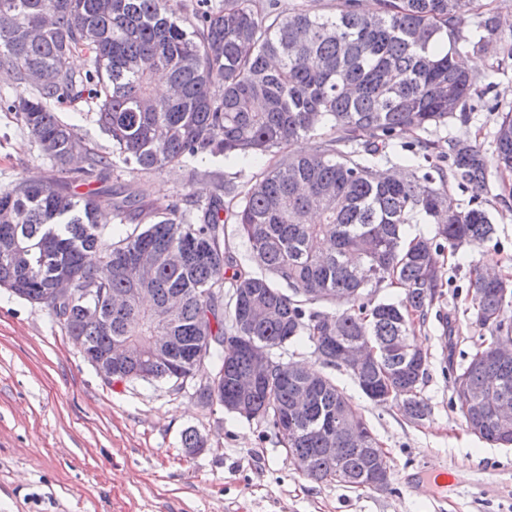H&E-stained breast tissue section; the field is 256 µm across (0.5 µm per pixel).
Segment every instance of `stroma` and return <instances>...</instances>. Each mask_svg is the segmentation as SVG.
<instances>
[{"label": "stroma", "mask_w": 512, "mask_h": 512, "mask_svg": "<svg viewBox=\"0 0 512 512\" xmlns=\"http://www.w3.org/2000/svg\"><path fill=\"white\" fill-rule=\"evenodd\" d=\"M477 74L489 90L470 102L468 122L432 129L429 139H463L494 150L503 112L512 110V60L499 50L480 55ZM88 98L57 107L86 141L109 148L88 114ZM263 155L235 164L206 157L191 166L139 175L151 202L167 205L187 191L207 197L219 176L236 185L275 164ZM58 174L40 156L14 113L0 109V190L19 178ZM479 200L494 232L478 244L439 256L443 287L412 336L428 356L420 386L430 414L406 418L394 402L367 400L351 374L336 383L362 412L387 454L384 490L316 482L289 461L274 432L221 406L205 409L193 382L182 389L143 381L105 384L46 307L0 289V512H512V446L469 433L458 410L453 377L485 333L468 296L471 263L497 261L512 280V172L490 173L481 192L449 185L458 208ZM206 441L196 453L182 435ZM452 469L448 497L418 471Z\"/></svg>", "instance_id": "35a3bbf8"}]
</instances>
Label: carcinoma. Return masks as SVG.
I'll return each mask as SVG.
<instances>
[{
    "label": "carcinoma",
    "mask_w": 512,
    "mask_h": 512,
    "mask_svg": "<svg viewBox=\"0 0 512 512\" xmlns=\"http://www.w3.org/2000/svg\"><path fill=\"white\" fill-rule=\"evenodd\" d=\"M99 2L0 0V68L26 88L0 104L57 171L70 173L78 158L80 172L102 179L182 167L200 156L281 158L243 191L218 179L206 199L190 191L163 208L128 187L79 196L65 180L21 178L0 191V288L49 308L89 361L116 342H132L146 356L160 338L177 337L165 357L146 370L130 365L119 379L181 386L198 377L202 406L218 404L271 427L284 448L311 459L309 479L330 482L339 467L352 487L387 488L369 469V448L377 445L370 428L351 442L332 427L346 410L363 419L335 378L314 377L283 355L305 341L334 369L341 345L369 342L381 358L353 373L362 393L376 400L388 379L411 386V394L396 392L390 400L413 420L428 416L419 395L428 359L413 348L411 326L442 287L439 252L493 232L481 205H446L448 182L479 191L490 169L512 171V110L501 116L489 157L450 139L441 153L445 169L431 162L435 143L418 140L409 148L428 171L395 181L377 173L398 137L468 121V100L484 93L481 78L455 59L461 46L484 47V39L469 37L470 26L486 31L511 60L512 27L504 33L497 15L478 12L477 0H377L372 13L359 0H336L334 12L313 15L280 0L263 8L254 0H107L105 12ZM79 54L83 73L71 66ZM160 71L178 95L153 90ZM87 84L94 86L93 120L109 138V152L79 137L56 112ZM306 136L317 139L312 152H286ZM226 197L237 199L228 210ZM105 210L132 230L113 240L98 224ZM420 219L434 225V234L409 237L408 226ZM229 222L266 274L244 270L231 254ZM16 249L26 252V266L9 258ZM144 250L156 256L147 281L131 265ZM355 261L364 269L361 280L349 270ZM61 273L81 289L76 298L56 301L52 286ZM384 282L404 298L366 308L365 291ZM469 288L488 336L456 374L468 388L459 411L470 433L512 444V418L502 422L493 413L495 403L512 402V360L489 352L512 340L507 284L481 274L477 263ZM174 297L181 302L178 320L158 319L157 309ZM318 303L329 309L312 308ZM238 336L270 355L250 407L240 412L232 406L236 381L253 363ZM303 392L308 407L288 419ZM334 445L343 449L339 459L323 452Z\"/></svg>",
    "instance_id": "obj_1"
}]
</instances>
